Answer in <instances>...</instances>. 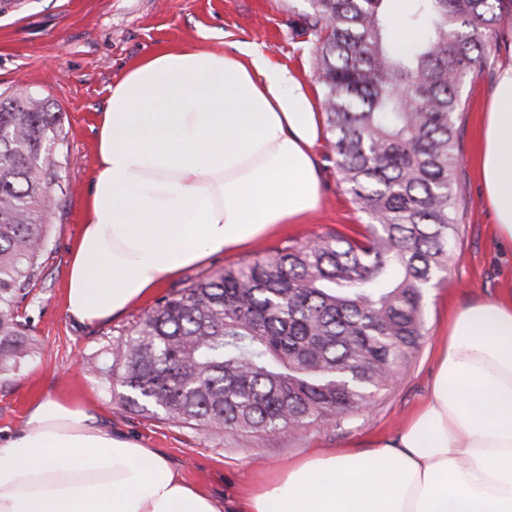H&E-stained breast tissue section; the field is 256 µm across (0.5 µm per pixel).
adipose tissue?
I'll return each instance as SVG.
<instances>
[{
	"label": "adipose tissue",
	"mask_w": 512,
	"mask_h": 512,
	"mask_svg": "<svg viewBox=\"0 0 512 512\" xmlns=\"http://www.w3.org/2000/svg\"><path fill=\"white\" fill-rule=\"evenodd\" d=\"M66 313L95 325L183 270L302 218L320 200L323 116L261 45L170 47L109 88ZM478 165L512 247V64L500 68ZM428 397L392 440L319 452L249 487L238 512H512V294L448 322ZM168 460L58 398L0 442V512H223Z\"/></svg>",
	"instance_id": "ef3b65f1"
}]
</instances>
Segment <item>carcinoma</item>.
Wrapping results in <instances>:
<instances>
[{"mask_svg":"<svg viewBox=\"0 0 512 512\" xmlns=\"http://www.w3.org/2000/svg\"><path fill=\"white\" fill-rule=\"evenodd\" d=\"M326 159L370 219L193 279L161 297L109 361L126 405L215 431L338 426L396 383L424 338V291L448 266L466 201L462 85L490 60L512 0H409L426 36L397 53L388 0H308ZM60 113L0 97V377L35 352L19 313L45 253Z\"/></svg>","mask_w":512,"mask_h":512,"instance_id":"1","label":"carcinoma"}]
</instances>
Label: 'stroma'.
Returning <instances> with one entry per match:
<instances>
[{"instance_id": "stroma-1", "label": "stroma", "mask_w": 512, "mask_h": 512, "mask_svg": "<svg viewBox=\"0 0 512 512\" xmlns=\"http://www.w3.org/2000/svg\"><path fill=\"white\" fill-rule=\"evenodd\" d=\"M307 0H12L0 11V94L47 98L61 114L57 175L62 187L46 217L49 226L41 273L21 311L37 342L35 355L14 375L0 378V439L16 434L30 407L62 397L92 410L100 423L154 449L200 491L233 505L256 477L276 472L317 450L369 448L392 438L426 399L437 339L456 311L481 298L512 290V251L502 249L474 158L480 118L497 72L512 64V21L491 53L483 75L467 82L471 104L462 124L460 171L466 213L449 252L448 269L425 293V336L402 367L398 383L361 416L340 426L316 423L293 435L212 432L133 411L126 390L86 362L106 361L109 346L157 302L149 297L112 320L83 325L65 312L67 265L84 219L83 203L96 167V130L109 87L140 58L171 46L231 50L262 43L276 62L314 81V45L300 36ZM321 201L314 212L249 247L227 251L171 280L179 288L201 275L262 258L275 249L333 230L350 232L367 218L336 185L333 168L321 167Z\"/></svg>"}]
</instances>
